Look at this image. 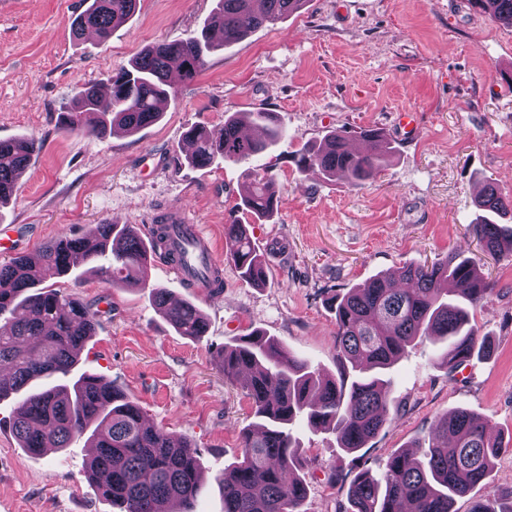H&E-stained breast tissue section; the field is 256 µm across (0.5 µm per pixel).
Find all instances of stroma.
<instances>
[{"instance_id":"stroma-1","label":"stroma","mask_w":512,"mask_h":512,"mask_svg":"<svg viewBox=\"0 0 512 512\" xmlns=\"http://www.w3.org/2000/svg\"><path fill=\"white\" fill-rule=\"evenodd\" d=\"M87 0H0V139L34 138L38 151L18 180L0 228L36 254L61 234L80 236L109 218L147 232L155 216L184 208L210 235L221 290L195 293L149 265L151 285L171 289L205 314L206 336L178 335L148 292L104 286L93 276L59 287L102 315L79 359L141 408L144 418L199 452L197 512H224L218 478L240 453L251 407L216 361L224 343L261 331L320 373L338 375L331 299L405 263L459 252L484 266L492 293L471 312L492 343L456 374L437 360L438 344L416 341L390 374L392 424L348 453L334 434L298 426L308 484L301 512H345L338 470L354 478L379 471L394 451L423 442L436 420L458 407L512 437V260L484 255L470 232L474 200L486 181L512 191V29L469 0H308L277 24L211 53L194 82H177L161 120L137 134L92 137L62 128L59 112L85 84L104 85L147 45L197 30L215 0H140L106 39L74 37ZM275 113L288 138L262 162L279 191L273 220L248 222L268 265V281L244 282L225 256L224 226L246 181L242 164H189L188 126L215 131L226 114ZM416 116L411 137L395 119ZM384 131L394 156L377 178L353 189L295 164L299 150L328 130ZM13 404L0 401V512H117L87 474L86 438L33 456L11 427ZM512 494V452L458 499Z\"/></svg>"}]
</instances>
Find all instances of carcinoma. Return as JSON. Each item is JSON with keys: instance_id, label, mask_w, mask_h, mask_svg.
I'll list each match as a JSON object with an SVG mask.
<instances>
[{"instance_id": "carcinoma-1", "label": "carcinoma", "mask_w": 512, "mask_h": 512, "mask_svg": "<svg viewBox=\"0 0 512 512\" xmlns=\"http://www.w3.org/2000/svg\"><path fill=\"white\" fill-rule=\"evenodd\" d=\"M139 0H90L75 19L73 35L93 29L104 38L135 12ZM217 0L216 8L191 36L144 48L129 67L111 75V102L101 108L99 88L85 85L60 113V123L94 136L119 127L129 134L156 122L161 105L175 97L169 72L182 81L199 75L212 51L239 42L251 32L299 12L307 0ZM512 28V0H470ZM191 139L188 161L206 167L218 160L247 163L242 209L257 220L271 218L279 207L275 182L261 156L288 136L272 112H235L218 132L199 128ZM364 149L352 152V135L330 130L300 150V170H318L324 178H342L356 188L390 163L393 147L380 129L359 132ZM37 149L36 141H0V204L14 195L20 174ZM471 221L482 252L495 260L512 259V195L484 184ZM229 258L241 278L262 286L268 272L261 252L237 218L224 225ZM148 248L130 224L105 221L80 237L61 235L37 257L20 255L0 265V366L11 377L0 379V401L14 402L12 428L29 454L60 450L72 439L90 435L96 449L88 477L120 512H195L199 491V455L186 438L177 439L145 424L140 407L102 376L74 373L78 358L98 324L100 310L53 287L71 277L75 258L103 284L149 288L144 270ZM492 291L479 264L450 253L429 264H405L376 274L333 297L336 356L340 378L323 377L309 362L288 352L272 336L254 331L218 352L224 379L236 382L249 399L255 422L243 429L240 456L224 471V512H300L307 484L297 474L293 426L304 422L330 430L339 447L356 452L374 439L392 418L388 411L387 370L402 359L418 338L441 343L439 358L452 372L476 355H488L487 338H478L467 307ZM153 304L181 336L206 335L207 320L188 300L173 302L167 288H150ZM512 444L491 433L486 421L465 408L441 416L418 458L392 453L377 474L365 470L348 487L350 512H457L456 500L486 480L494 460ZM469 512H512V497L471 502Z\"/></svg>"}]
</instances>
